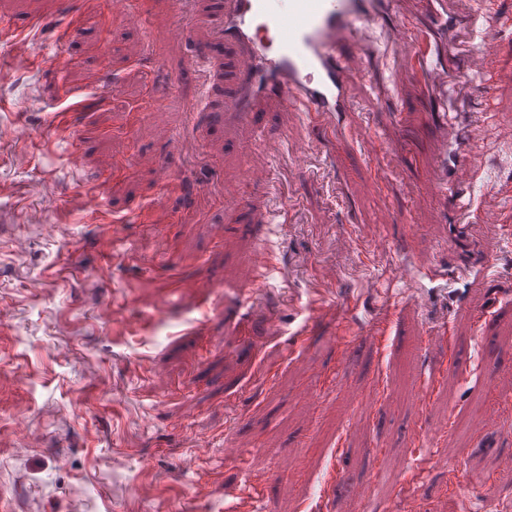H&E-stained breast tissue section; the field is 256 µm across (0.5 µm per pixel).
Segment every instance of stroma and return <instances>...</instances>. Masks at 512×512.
I'll list each match as a JSON object with an SVG mask.
<instances>
[{
    "mask_svg": "<svg viewBox=\"0 0 512 512\" xmlns=\"http://www.w3.org/2000/svg\"><path fill=\"white\" fill-rule=\"evenodd\" d=\"M139 2L133 28L107 0H0V17L38 26L30 58L0 47V512H359L338 486L377 481L389 512L512 506L499 463L512 454V0L453 5L475 23L481 62L455 63L475 76L458 100L474 145L451 172L473 196L465 225L434 178L411 37L377 26L362 48L342 47L351 107L335 133L277 104L226 127L210 113L237 56L205 41L220 0L183 14ZM67 7L78 22L64 49L79 64L60 74L50 57ZM179 21L191 40L171 38ZM197 49L203 74L188 64ZM72 101L82 108L65 138L53 115ZM258 151L272 183L247 177ZM141 155L171 167L174 185ZM48 195L61 205L44 213ZM262 249L274 263L249 299L235 286ZM401 263L421 302L402 299ZM438 263L468 274L429 280ZM386 294L381 338L370 321ZM442 319L445 345L427 343ZM228 442L250 449L247 463L224 461ZM188 455L198 467L185 472Z\"/></svg>",
    "mask_w": 512,
    "mask_h": 512,
    "instance_id": "obj_1",
    "label": "stroma"
}]
</instances>
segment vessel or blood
Listing matches in <instances>:
<instances>
[{"label": "vessel or blood", "mask_w": 512, "mask_h": 512, "mask_svg": "<svg viewBox=\"0 0 512 512\" xmlns=\"http://www.w3.org/2000/svg\"><path fill=\"white\" fill-rule=\"evenodd\" d=\"M424 5L426 14L446 21L449 30L470 26L449 10L447 0H424ZM393 12V0H223L212 22L213 36L244 53L249 63L239 72L235 92L218 120H249L274 101L302 106L318 127L335 128L337 113L349 104L348 69L338 49L363 44L364 26L370 21L387 24L392 38L403 37L405 28L393 22ZM266 32L276 37V50L264 42ZM0 43L16 57L33 50L29 29L5 17L0 18ZM439 49L432 31H423L416 41L413 69L430 91L449 81L433 62Z\"/></svg>", "instance_id": "b4317fda"}]
</instances>
